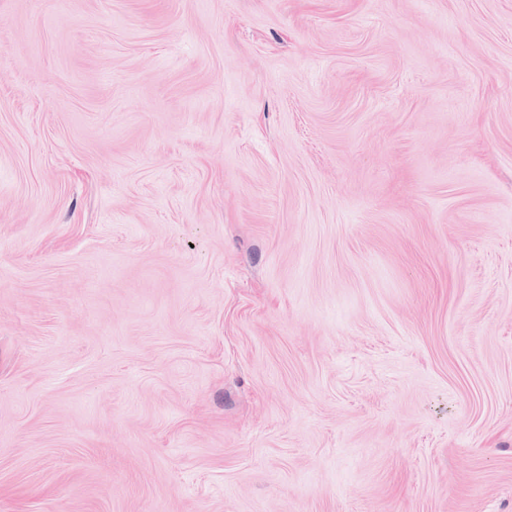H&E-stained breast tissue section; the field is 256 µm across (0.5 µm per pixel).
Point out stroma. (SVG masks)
<instances>
[{"mask_svg":"<svg viewBox=\"0 0 512 512\" xmlns=\"http://www.w3.org/2000/svg\"><path fill=\"white\" fill-rule=\"evenodd\" d=\"M0 512H512V0H0Z\"/></svg>","mask_w":512,"mask_h":512,"instance_id":"stroma-1","label":"stroma"}]
</instances>
